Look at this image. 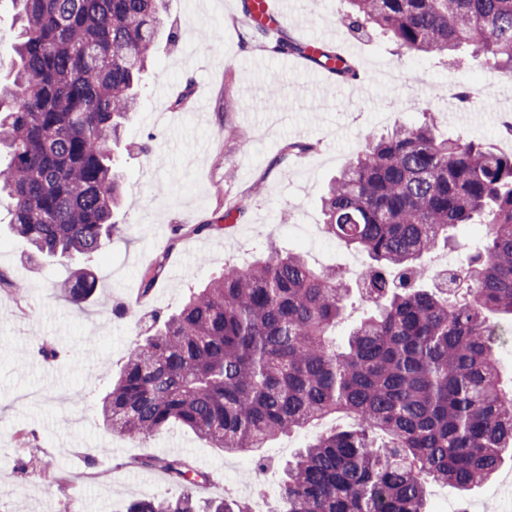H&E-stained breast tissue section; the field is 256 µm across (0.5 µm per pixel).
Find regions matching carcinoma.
<instances>
[{"mask_svg": "<svg viewBox=\"0 0 512 512\" xmlns=\"http://www.w3.org/2000/svg\"><path fill=\"white\" fill-rule=\"evenodd\" d=\"M13 56L0 63V193L9 224L36 258L80 264L64 292L96 288L95 263L122 203L113 146L139 100L162 0H11ZM342 20L390 38L407 55L512 72V0H344ZM298 54L349 81L352 60L282 35ZM327 234L367 254V314L336 344L351 290L270 247L192 289L154 318L99 400L98 417L132 441L178 423L237 455L344 413L288 465L286 512H425V484L462 493L491 480L512 453V393L498 383L493 317L512 318V154L439 131L433 116L366 136L321 198ZM485 226L465 263L425 284V259ZM149 464L189 490L128 512H252L200 504L207 479L177 458Z\"/></svg>", "mask_w": 512, "mask_h": 512, "instance_id": "carcinoma-1", "label": "carcinoma"}]
</instances>
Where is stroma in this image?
<instances>
[{"mask_svg":"<svg viewBox=\"0 0 512 512\" xmlns=\"http://www.w3.org/2000/svg\"><path fill=\"white\" fill-rule=\"evenodd\" d=\"M244 0H164V27L141 102L115 149L127 204L118 230L98 259V284L82 304L61 289L70 263L29 261L28 243L9 224L11 202L0 197V512H127L147 496L177 498L184 488L153 457H178L210 477L200 500L273 498L282 467L316 432L338 426L329 416L279 437L265 449L260 486H243L241 457L173 426L140 442L110 434L97 417L99 396L118 375L128 349L147 333L152 315L176 309L188 290L242 255L269 245L302 253L316 269L367 267L365 253L324 236L301 240V226L322 234L319 199L331 177L365 145L368 132L434 112L449 134L511 154L503 123L512 120V74L466 59L457 66L398 56L378 36L354 33L341 20V0H306L289 14L284 35L326 42L353 59L361 74L337 81L302 58L274 52L273 39L242 45ZM471 88L473 102L447 121L448 90ZM291 141L313 151L275 164ZM245 207L223 231L227 207ZM155 275L146 287V275ZM53 357H44V349ZM38 460L40 473L29 462Z\"/></svg>","mask_w":512,"mask_h":512,"instance_id":"35a3bbf8","label":"stroma"}]
</instances>
